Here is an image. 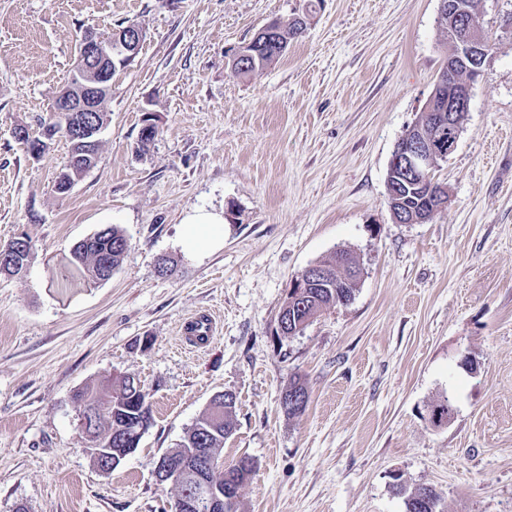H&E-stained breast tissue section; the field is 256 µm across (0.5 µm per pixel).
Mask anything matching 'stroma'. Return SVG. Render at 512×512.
Masks as SVG:
<instances>
[{"mask_svg": "<svg viewBox=\"0 0 512 512\" xmlns=\"http://www.w3.org/2000/svg\"><path fill=\"white\" fill-rule=\"evenodd\" d=\"M439 0H0V245L31 241L0 275V512H174L155 463L212 396L235 393L224 464L253 457L238 512H405L395 483L433 487L439 512H512V0H481L493 50L456 149L448 202L395 223L386 174L447 57ZM304 17L280 58L243 75L236 50L272 19ZM146 37L112 77L96 166L55 189L69 142L33 159L85 30ZM158 134L141 145L145 116ZM225 214L224 245L190 253L181 223ZM106 225L129 249L111 279L52 284ZM350 250L352 300L277 333L291 280ZM171 270L159 275V257ZM215 317L187 344L184 322ZM152 421L108 473L73 394L119 375ZM308 390L291 417L281 396ZM454 413L437 428L433 403Z\"/></svg>", "mask_w": 512, "mask_h": 512, "instance_id": "35a3bbf8", "label": "stroma"}]
</instances>
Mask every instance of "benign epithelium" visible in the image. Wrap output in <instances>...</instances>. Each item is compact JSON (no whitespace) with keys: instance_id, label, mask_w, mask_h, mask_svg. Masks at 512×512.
<instances>
[{"instance_id":"obj_1","label":"benign epithelium","mask_w":512,"mask_h":512,"mask_svg":"<svg viewBox=\"0 0 512 512\" xmlns=\"http://www.w3.org/2000/svg\"><path fill=\"white\" fill-rule=\"evenodd\" d=\"M439 14L456 20L448 28V39L455 45V55L448 60L436 80L434 90L425 110L438 125L455 128L454 115L469 110L472 87L480 75L488 55L485 29L477 22L468 6L461 0H439ZM144 30L134 24L111 30L104 36L87 31L81 37L75 74L71 82L56 96L54 112L67 115L63 132L71 143V162L79 163L83 171L93 167L94 149L99 143L102 127L90 113L103 111V103L112 90V74L125 67L137 55L144 41ZM439 153L433 149L424 129L416 127L405 135L391 157L396 173L386 184V200L390 211L399 224H416L398 207L404 189L417 185L433 190L434 172L439 168ZM26 251V243L17 238L0 249V266H13V256ZM329 279L326 269L318 265L305 268L291 281L286 306L278 322V334L295 336L303 332L309 319H295V312L303 308L309 289L322 288ZM89 452L109 465H115L133 452L131 448H91ZM199 459V472L195 473L192 488L184 490L176 499L175 512H236L239 503V478L236 471L224 470V486L211 482L208 477L213 462L204 455L202 448H174L161 457L155 467V475L161 483H179L186 472L187 457Z\"/></svg>"}]
</instances>
